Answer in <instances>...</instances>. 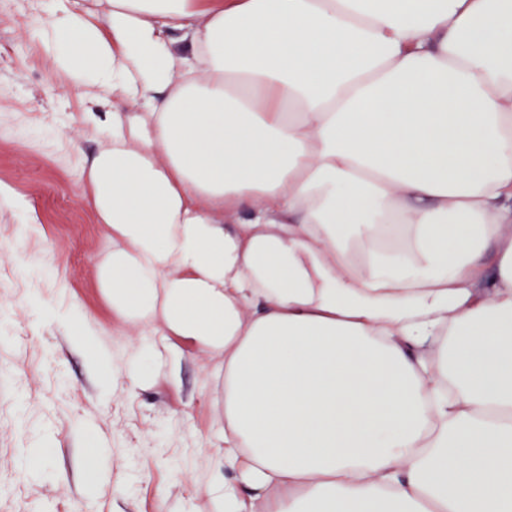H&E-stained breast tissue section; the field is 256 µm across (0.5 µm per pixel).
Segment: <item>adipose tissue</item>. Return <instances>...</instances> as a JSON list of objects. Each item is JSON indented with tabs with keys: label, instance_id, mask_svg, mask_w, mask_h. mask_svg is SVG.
Instances as JSON below:
<instances>
[{
	"label": "adipose tissue",
	"instance_id": "ef3b65f1",
	"mask_svg": "<svg viewBox=\"0 0 512 512\" xmlns=\"http://www.w3.org/2000/svg\"><path fill=\"white\" fill-rule=\"evenodd\" d=\"M107 4L39 37L113 315L224 356L215 512H512V0Z\"/></svg>",
	"mask_w": 512,
	"mask_h": 512
}]
</instances>
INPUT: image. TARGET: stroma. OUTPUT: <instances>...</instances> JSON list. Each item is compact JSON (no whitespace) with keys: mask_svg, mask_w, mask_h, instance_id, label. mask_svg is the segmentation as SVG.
Masks as SVG:
<instances>
[{"mask_svg":"<svg viewBox=\"0 0 512 512\" xmlns=\"http://www.w3.org/2000/svg\"><path fill=\"white\" fill-rule=\"evenodd\" d=\"M48 2L0 0V512H214L216 358L165 337L177 360L132 390L94 370L69 321L81 308L116 355L144 339L98 286L112 243L80 179L97 138L39 49Z\"/></svg>","mask_w":512,"mask_h":512,"instance_id":"35a3bbf8","label":"stroma"}]
</instances>
